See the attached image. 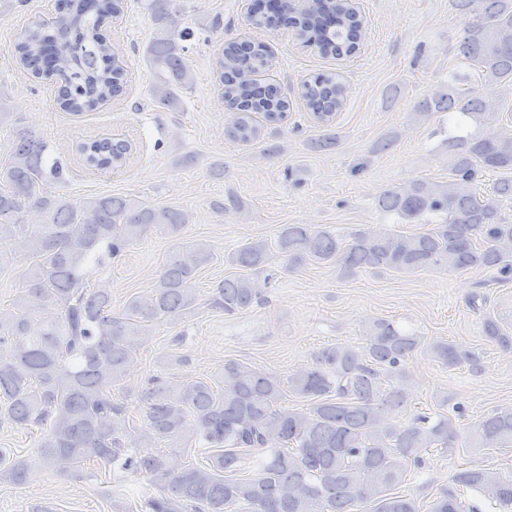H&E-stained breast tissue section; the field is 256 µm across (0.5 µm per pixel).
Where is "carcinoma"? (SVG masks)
Returning <instances> with one entry per match:
<instances>
[{"label":"carcinoma","instance_id":"cac0c4a2","mask_svg":"<svg viewBox=\"0 0 512 512\" xmlns=\"http://www.w3.org/2000/svg\"><path fill=\"white\" fill-rule=\"evenodd\" d=\"M466 19L458 45L460 69L419 101L417 113H448L456 128L450 135L446 181L427 179L393 186L378 197V207L412 224L434 216L435 227L420 234L388 229L358 230L347 236L312 224H286L276 240L249 242L227 258L237 272L217 284L211 305L227 313L258 302L277 273L272 259L293 266L334 264L339 274L481 268L512 275V223L502 217L512 200V179L500 178L480 194L476 183L486 173L512 171V128L500 125L499 106L480 94L486 79L512 87V0H452ZM156 31L148 56L160 75L156 102L176 104V90L193 83L180 42L192 29L174 28L171 0L150 3ZM362 20L349 0H319L314 11L293 21L302 38L313 36L324 56L353 53ZM98 23L80 5L60 15L53 32L37 25L15 46L19 63L33 68L55 46L54 72L71 82L63 109L80 115L118 95L124 69L111 65L112 47L93 36ZM267 46L253 43L243 52L224 44L218 65L223 72L224 105L239 117L231 134L247 142L258 136L251 114L274 122L290 109L288 99L261 89L252 74L264 68ZM345 88L333 74L305 84L307 107L328 123L340 108ZM47 144L35 132L18 129L11 153L0 161V267L21 258L27 263L20 291L0 307V416L19 426L40 425L43 441L34 462L59 474L87 461L112 465L143 476L156 493L144 499L148 512H418L416 501L397 492L406 474L399 458L421 464V451L450 448L452 419L426 412L403 420L411 398V379L401 368L421 351L448 367L474 357L445 341L424 340L386 320L366 329L362 345L330 346L309 366L288 378L259 371L233 359L215 383L173 382L156 377L133 399L142 422L139 445L162 441L172 448L208 451L206 463H173L164 450L141 455L125 441L130 396L121 386L150 329L175 323L198 309L195 280L212 258L206 243L175 246L158 280L145 295L133 297L119 314L112 295L91 288L87 265L100 251L115 257L150 228L179 237L186 214L170 206H151L123 196L73 200L49 190L66 181L60 165L44 168ZM129 144L110 138L80 144L85 163L98 171L123 166ZM37 210L42 223L25 222ZM44 310L42 329L30 330L31 315ZM484 336L501 346L512 336L491 317ZM293 395L305 408L285 405ZM476 448H512V408L484 417L473 434ZM263 453L258 467L247 460ZM29 463L18 460L0 472L20 485ZM452 481L512 512V477L488 468L466 467ZM429 512H481L462 505L447 490L433 499Z\"/></svg>","mask_w":512,"mask_h":512}]
</instances>
